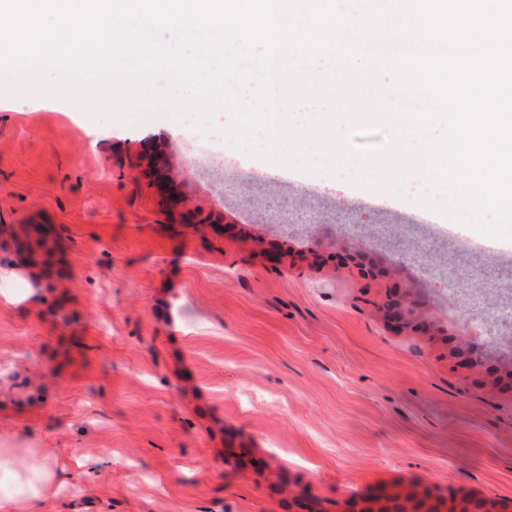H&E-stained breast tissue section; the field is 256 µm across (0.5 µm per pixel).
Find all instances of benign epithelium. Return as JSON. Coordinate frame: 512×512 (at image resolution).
I'll use <instances>...</instances> for the list:
<instances>
[{
  "instance_id": "7a95c632",
  "label": "benign epithelium",
  "mask_w": 512,
  "mask_h": 512,
  "mask_svg": "<svg viewBox=\"0 0 512 512\" xmlns=\"http://www.w3.org/2000/svg\"><path fill=\"white\" fill-rule=\"evenodd\" d=\"M144 173L151 178L159 190H164L171 180L169 165L158 154H146L142 157ZM166 213L173 224H190L197 231L220 234L224 220L215 217L211 211L194 207L187 197L167 196ZM349 259L360 266L368 277L384 274V270L365 260L361 252L349 254ZM416 284L408 283L400 287L399 294L386 304V315L390 323L397 328H407L416 324H429L428 317L405 303V297L414 292ZM458 357L472 369L485 367L483 351L474 342L457 348ZM506 505L487 498H471L456 494L452 498H436L428 494L420 495L411 488L402 485L389 486L385 491L368 490L357 498L346 502L344 512H504Z\"/></svg>"
}]
</instances>
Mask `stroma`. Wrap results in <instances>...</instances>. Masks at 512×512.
I'll list each match as a JSON object with an SVG mask.
<instances>
[{"instance_id":"obj_1","label":"stroma","mask_w":512,"mask_h":512,"mask_svg":"<svg viewBox=\"0 0 512 512\" xmlns=\"http://www.w3.org/2000/svg\"><path fill=\"white\" fill-rule=\"evenodd\" d=\"M229 123L216 114L205 141L166 106L97 123L0 92V225H52L67 265L58 311L19 281V303L0 305V448L98 462L47 512H295L284 482L326 512L394 483L512 502V240L453 219L441 182L374 198L347 170L242 150L226 181ZM147 149L171 157L179 193L223 212V234L169 222L137 165ZM411 280L436 331L385 317ZM472 310L481 371L451 351Z\"/></svg>"}]
</instances>
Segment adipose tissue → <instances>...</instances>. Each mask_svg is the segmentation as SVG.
Returning <instances> with one entry per match:
<instances>
[{"instance_id": "obj_1", "label": "adipose tissue", "mask_w": 512, "mask_h": 512, "mask_svg": "<svg viewBox=\"0 0 512 512\" xmlns=\"http://www.w3.org/2000/svg\"><path fill=\"white\" fill-rule=\"evenodd\" d=\"M58 471L47 449H31L29 457L18 460L11 449L0 448V475L7 481L0 491V512H43L58 492Z\"/></svg>"}]
</instances>
